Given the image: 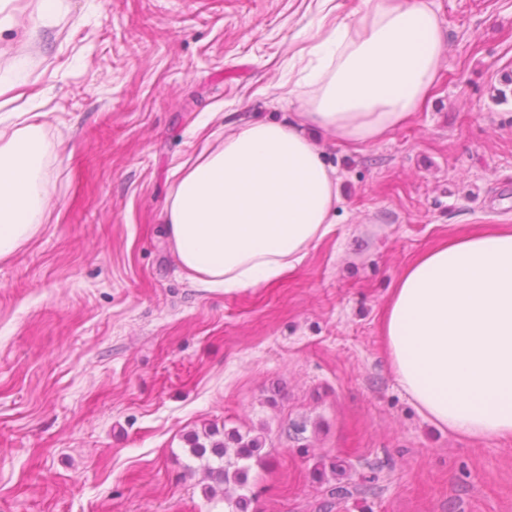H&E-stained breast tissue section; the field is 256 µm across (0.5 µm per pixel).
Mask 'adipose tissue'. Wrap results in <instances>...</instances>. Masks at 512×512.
I'll use <instances>...</instances> for the list:
<instances>
[{
	"mask_svg": "<svg viewBox=\"0 0 512 512\" xmlns=\"http://www.w3.org/2000/svg\"><path fill=\"white\" fill-rule=\"evenodd\" d=\"M443 52L425 0H362L347 20L318 27L298 113L237 124L174 168L167 234L187 277L230 292L301 265L336 224L322 139L358 147L404 124L429 96ZM38 130L0 134V258L33 237L47 207ZM380 331L399 383L437 426L512 438L511 229L420 253L392 288Z\"/></svg>",
	"mask_w": 512,
	"mask_h": 512,
	"instance_id": "obj_1",
	"label": "adipose tissue"
}]
</instances>
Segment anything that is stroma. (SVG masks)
Segmentation results:
<instances>
[{"label":"stroma","instance_id":"1","mask_svg":"<svg viewBox=\"0 0 512 512\" xmlns=\"http://www.w3.org/2000/svg\"><path fill=\"white\" fill-rule=\"evenodd\" d=\"M445 53L384 139L326 143L333 232L280 280L195 287L165 233L175 166L223 131L298 111L319 19L359 0H24L0 74L40 113L51 205L0 259V512H229L189 436L265 439L250 512H512V439L438 427L398 382L384 304L420 252L512 227V0H426Z\"/></svg>","mask_w":512,"mask_h":512}]
</instances>
